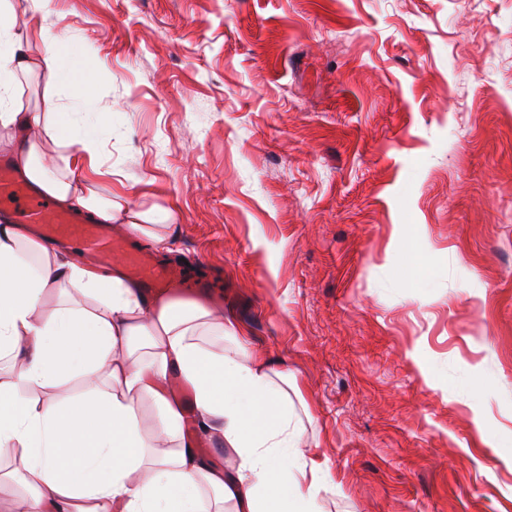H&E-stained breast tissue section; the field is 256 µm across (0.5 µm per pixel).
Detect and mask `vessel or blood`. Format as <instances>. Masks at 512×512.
<instances>
[{"mask_svg":"<svg viewBox=\"0 0 512 512\" xmlns=\"http://www.w3.org/2000/svg\"><path fill=\"white\" fill-rule=\"evenodd\" d=\"M0 204L11 207L20 223L38 225L48 242L75 241L104 257L121 261L128 273L149 290L166 291L181 285L179 269L159 264L149 251L109 238L102 225L82 220L53 199L36 194L4 160H0Z\"/></svg>","mask_w":512,"mask_h":512,"instance_id":"vessel-or-blood-1","label":"vessel or blood"}]
</instances>
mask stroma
Segmentation results:
<instances>
[{
  "mask_svg": "<svg viewBox=\"0 0 512 512\" xmlns=\"http://www.w3.org/2000/svg\"><path fill=\"white\" fill-rule=\"evenodd\" d=\"M13 5L98 69L75 125L177 212V296L296 378L322 512H512V0Z\"/></svg>",
  "mask_w": 512,
  "mask_h": 512,
  "instance_id": "35a3bbf8",
  "label": "stroma"
}]
</instances>
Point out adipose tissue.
<instances>
[{
  "instance_id": "ef3b65f1",
  "label": "adipose tissue",
  "mask_w": 512,
  "mask_h": 512,
  "mask_svg": "<svg viewBox=\"0 0 512 512\" xmlns=\"http://www.w3.org/2000/svg\"><path fill=\"white\" fill-rule=\"evenodd\" d=\"M30 57L0 0V151L59 205L166 248L179 218L137 210L75 168L46 162V148L80 145L95 162L98 140L63 120L57 101L40 111L16 102L19 76L67 83V37L41 30ZM55 296L46 309L47 296ZM0 449L13 451L0 478L23 486L19 512H319L325 461L293 421L288 376L250 349L213 301L145 294L121 266L105 268L50 246L34 228L0 216ZM81 378L85 390L56 388ZM192 393L176 398L172 385ZM156 416L143 428L140 410ZM222 451L205 457L187 434Z\"/></svg>"
}]
</instances>
